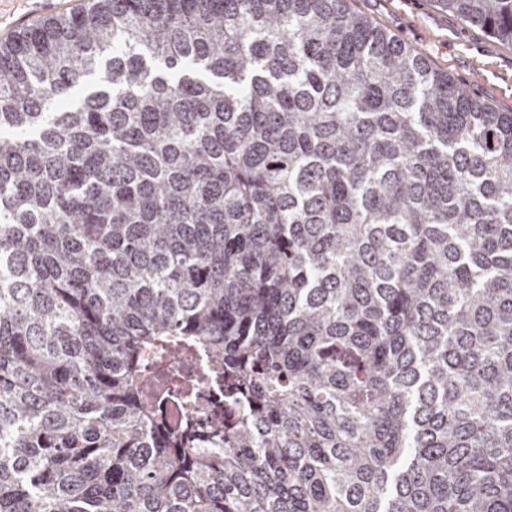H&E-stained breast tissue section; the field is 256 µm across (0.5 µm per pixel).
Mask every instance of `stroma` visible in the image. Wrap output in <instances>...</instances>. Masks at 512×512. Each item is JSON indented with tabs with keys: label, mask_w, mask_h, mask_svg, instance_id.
Returning a JSON list of instances; mask_svg holds the SVG:
<instances>
[{
	"label": "stroma",
	"mask_w": 512,
	"mask_h": 512,
	"mask_svg": "<svg viewBox=\"0 0 512 512\" xmlns=\"http://www.w3.org/2000/svg\"><path fill=\"white\" fill-rule=\"evenodd\" d=\"M473 96L512 112V44L466 24L437 0H349ZM88 0H0V39L43 17L79 12Z\"/></svg>",
	"instance_id": "obj_1"
}]
</instances>
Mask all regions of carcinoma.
<instances>
[{
    "label": "carcinoma",
    "mask_w": 512,
    "mask_h": 512,
    "mask_svg": "<svg viewBox=\"0 0 512 512\" xmlns=\"http://www.w3.org/2000/svg\"><path fill=\"white\" fill-rule=\"evenodd\" d=\"M0 512H512V112L347 0L1 42ZM161 369L168 375L174 391L194 380L195 367L185 364L163 363Z\"/></svg>",
    "instance_id": "carcinoma-1"
}]
</instances>
